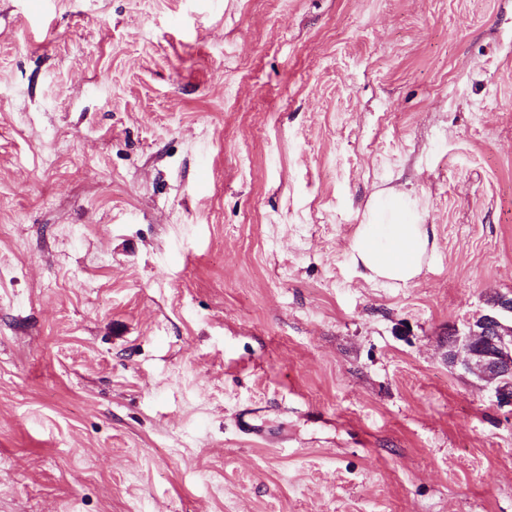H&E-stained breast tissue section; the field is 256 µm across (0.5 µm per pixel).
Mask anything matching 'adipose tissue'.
<instances>
[{
	"mask_svg": "<svg viewBox=\"0 0 512 512\" xmlns=\"http://www.w3.org/2000/svg\"><path fill=\"white\" fill-rule=\"evenodd\" d=\"M434 244L426 225L415 223L402 197H395L387 221L359 225L352 257L364 277L374 282H408L422 270Z\"/></svg>",
	"mask_w": 512,
	"mask_h": 512,
	"instance_id": "ef3b65f1",
	"label": "adipose tissue"
}]
</instances>
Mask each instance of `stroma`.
Instances as JSON below:
<instances>
[{
    "mask_svg": "<svg viewBox=\"0 0 512 512\" xmlns=\"http://www.w3.org/2000/svg\"><path fill=\"white\" fill-rule=\"evenodd\" d=\"M496 295L512 0H0V512H512ZM382 223L372 212L367 224L358 226L353 260L370 281L406 283L421 272L423 259L434 243L426 224L413 221L402 194L393 199L389 218ZM510 316V325L507 324ZM448 364L485 382L500 407L512 411V299L496 296L463 332L448 335Z\"/></svg>",
    "mask_w": 512,
    "mask_h": 512,
    "instance_id": "stroma-1",
    "label": "stroma"
}]
</instances>
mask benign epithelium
I'll list each match as a JSON object with an SVG mask.
<instances>
[{
    "instance_id": "obj_1",
    "label": "benign epithelium",
    "mask_w": 512,
    "mask_h": 512,
    "mask_svg": "<svg viewBox=\"0 0 512 512\" xmlns=\"http://www.w3.org/2000/svg\"><path fill=\"white\" fill-rule=\"evenodd\" d=\"M512 299L496 296L463 332L448 335V364L485 382L500 407L512 408Z\"/></svg>"
}]
</instances>
